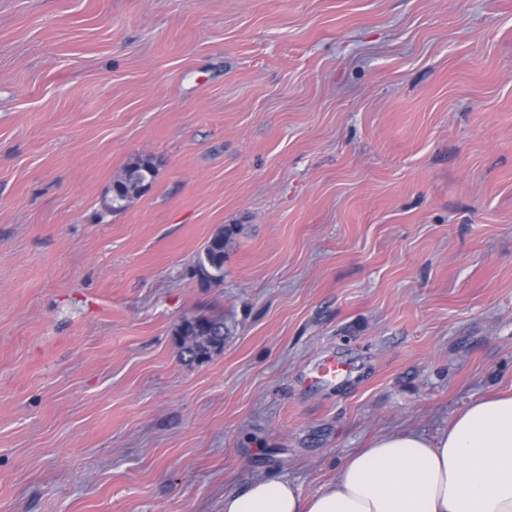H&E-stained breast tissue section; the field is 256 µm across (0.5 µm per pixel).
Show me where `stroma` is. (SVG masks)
<instances>
[{
	"mask_svg": "<svg viewBox=\"0 0 512 512\" xmlns=\"http://www.w3.org/2000/svg\"><path fill=\"white\" fill-rule=\"evenodd\" d=\"M506 391L512 0H0V512L313 494ZM124 171H126L129 176L131 177V181L124 184L123 190L121 193L129 195L127 203L123 207H115V208H105L108 212H118L124 210L129 202L135 198L140 196L139 192L137 193L135 191V187L133 183L140 182L142 184H147V187L152 180L154 168L153 165L149 161L145 160H137L133 163H130L128 166L125 167ZM146 187V189H147ZM239 230L235 224L225 225L209 237L194 270L200 279L215 283L224 280V261L227 258V250ZM228 333L223 314L196 315L182 320L174 330L176 340L187 345L193 355L185 360L188 363L209 361L213 353L224 347V336Z\"/></svg>",
	"mask_w": 512,
	"mask_h": 512,
	"instance_id": "obj_1",
	"label": "stroma"
}]
</instances>
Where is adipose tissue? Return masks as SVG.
Wrapping results in <instances>:
<instances>
[{"instance_id":"1","label":"adipose tissue","mask_w":512,"mask_h":512,"mask_svg":"<svg viewBox=\"0 0 512 512\" xmlns=\"http://www.w3.org/2000/svg\"><path fill=\"white\" fill-rule=\"evenodd\" d=\"M224 512H512V394L472 401L432 438L410 429L375 437L312 495L253 478L225 494Z\"/></svg>"}]
</instances>
